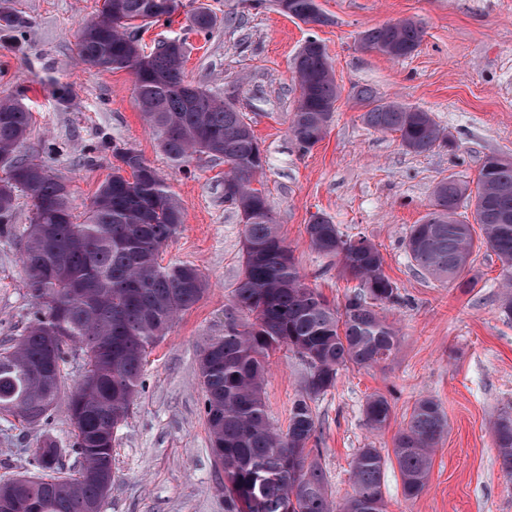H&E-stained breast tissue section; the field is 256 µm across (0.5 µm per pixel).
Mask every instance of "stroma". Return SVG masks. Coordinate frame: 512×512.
I'll return each instance as SVG.
<instances>
[{
    "instance_id": "1",
    "label": "stroma",
    "mask_w": 512,
    "mask_h": 512,
    "mask_svg": "<svg viewBox=\"0 0 512 512\" xmlns=\"http://www.w3.org/2000/svg\"><path fill=\"white\" fill-rule=\"evenodd\" d=\"M326 18L305 24L279 12L243 13L239 0H181L170 21L142 33L147 46L184 42L185 76L233 99L266 156L260 181L305 283L343 307L353 283L335 260L315 251L305 226L325 215L348 237L366 235L397 285L398 303L385 314L400 337L394 358L371 368L340 370L319 396L320 464L335 503L353 492L352 461L361 448L390 453L415 402L437 400L448 433L437 446L426 489L405 498L396 461H388L386 512H512V479L501 468L492 422L512 409V320L500 312L501 264L481 250L476 287L457 288L418 271L404 248L410 225L430 208L437 183L452 176L475 185L484 156L512 157V0H318ZM100 0H13L30 25L0 33V96H21L33 113L26 156L45 161L67 184L76 215H84L118 161L114 147L135 148L160 171L183 214L180 232L161 264L189 263L204 274L200 301L179 314L149 349L142 389L115 433L112 489L104 512H226L222 476L214 465L198 377L199 354L224 333V310L240 275L244 226L224 201V165L193 159L186 170L167 160L143 122L134 77L124 69L88 72L76 54L78 31ZM221 21L211 35L192 28L194 5ZM421 22L411 56L392 59L361 48L366 29L395 20ZM320 40L341 89L325 139L302 152L289 134L299 98L294 58L308 38ZM69 84L66 101L54 82ZM429 112L446 137L426 154L408 152L397 134L369 128L360 90ZM19 238H0V345L20 336L32 299L19 261ZM307 365L288 351L270 358L264 399L271 421L287 428ZM386 396L394 418L371 430L367 398ZM75 457L65 403L24 426L0 418V477L30 469L42 435Z\"/></svg>"
}]
</instances>
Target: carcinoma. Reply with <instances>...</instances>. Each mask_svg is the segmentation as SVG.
<instances>
[{"mask_svg":"<svg viewBox=\"0 0 512 512\" xmlns=\"http://www.w3.org/2000/svg\"><path fill=\"white\" fill-rule=\"evenodd\" d=\"M178 0H102L81 28L77 55L89 70L127 69L137 105L177 168L204 156L228 166L224 202L244 224L240 278L224 313V335L199 356L204 414L216 467L224 472L228 512H385L382 487L387 459L363 448L352 467L353 493L334 505L312 447L319 420L312 403L336 385L350 365L372 367L393 356L398 331L380 308L399 297L385 274L379 248L366 236L346 238L324 215L306 225L310 245L334 258L358 282L342 309L303 281L267 194L253 191L265 156L244 113L186 80L185 50L178 40L147 53L135 32L171 17ZM282 14L308 24L324 22L317 0H287ZM197 31L209 34L217 19L200 7ZM30 21L0 0V32H19ZM424 34L413 19L388 22L363 33L362 46L390 58L408 57ZM302 93L289 133L306 152L328 133L340 96L324 47L310 38L294 61ZM369 127L399 134L401 145L420 155L444 140L431 114L361 93ZM32 114L21 100L0 97V237L12 235L17 192L31 202L30 224L21 235L20 260L34 301L23 334L0 348V416L35 423L63 401L72 426V451L81 460L62 471L63 449L49 436L33 453L37 472L0 478V509L14 512H94L112 489L116 425L123 424L141 387L148 348L166 335L175 317L203 296L202 272L190 264L163 266L159 253L183 224L180 205L158 170L135 149L120 148V162L100 186L83 222L74 221L65 182L42 162L23 157ZM131 171V177L123 175ZM470 201L473 223L457 219ZM481 238H474L473 224ZM404 246L421 273L448 285L474 288L479 276L473 253L482 246L501 262L505 289L500 309L512 319V158L487 155L479 164L476 193L453 177L435 187L430 211L410 225ZM78 347L84 371L65 386L68 350ZM285 346L308 365L293 401L288 429L270 421L263 394L267 357ZM373 430L387 427L392 407L382 394L364 407ZM448 432L440 404L423 398L394 439L402 492L411 499L425 489L434 450ZM491 436L502 468L512 476V412L493 422Z\"/></svg>","mask_w":512,"mask_h":512,"instance_id":"1","label":"carcinoma"}]
</instances>
